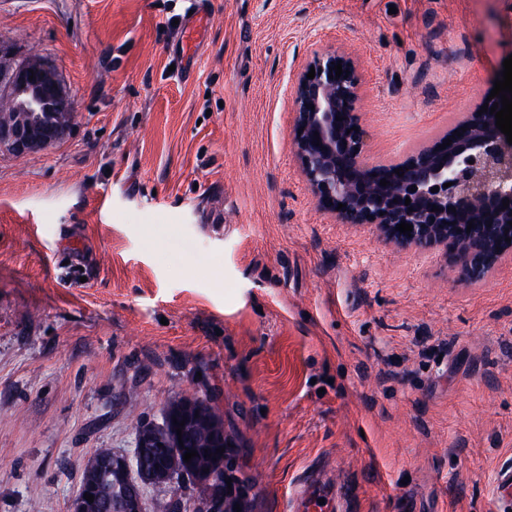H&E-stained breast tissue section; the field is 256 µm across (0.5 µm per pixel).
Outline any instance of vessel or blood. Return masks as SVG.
<instances>
[{"label": "vessel or blood", "mask_w": 512, "mask_h": 512, "mask_svg": "<svg viewBox=\"0 0 512 512\" xmlns=\"http://www.w3.org/2000/svg\"><path fill=\"white\" fill-rule=\"evenodd\" d=\"M184 19L186 32L204 29L208 13L205 0H189ZM494 506L497 512H512V463L501 465L496 472ZM350 496L348 485L317 468L306 473L288 498L289 512H346Z\"/></svg>", "instance_id": "obj_1"}]
</instances>
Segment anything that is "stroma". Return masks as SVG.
<instances>
[{
	"mask_svg": "<svg viewBox=\"0 0 512 512\" xmlns=\"http://www.w3.org/2000/svg\"><path fill=\"white\" fill-rule=\"evenodd\" d=\"M179 8L0 0V48L75 98L63 141L0 150V512H69L93 452L181 396L223 417L252 512L323 460L356 512H491L512 254L464 281L445 247L322 211L294 84L351 55L365 158L395 163L491 92L512 0H209L187 81Z\"/></svg>",
	"mask_w": 512,
	"mask_h": 512,
	"instance_id": "1",
	"label": "stroma"
}]
</instances>
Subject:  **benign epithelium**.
<instances>
[{"label": "benign epithelium", "mask_w": 512, "mask_h": 512, "mask_svg": "<svg viewBox=\"0 0 512 512\" xmlns=\"http://www.w3.org/2000/svg\"><path fill=\"white\" fill-rule=\"evenodd\" d=\"M349 74L335 76L334 65ZM315 77L307 78L310 69ZM18 112H40L51 101L60 112L72 111L63 104L70 98L49 63L21 65L0 77ZM361 78L352 58L338 51L315 54L298 79L295 89L296 122L294 150L301 171L320 209L336 215L342 224H375L385 239L397 246L433 247L449 251L452 267L478 280L493 270L512 249V145L496 128L495 116L478 114L481 106L493 107L501 98H482L452 129L428 146H422L390 165H369L363 159L365 130L358 103ZM315 109H309V106ZM343 120H336V116ZM460 131L461 135L454 134ZM320 145H315V141ZM451 142L444 149L439 145ZM56 139L23 138L20 133L0 130V148L23 153ZM401 174H395L396 169ZM389 184L380 185L381 180ZM451 183L445 188L443 184ZM439 191L433 193V187ZM410 205H405V199ZM509 200L503 207L502 201ZM344 204L338 208V204ZM438 210H432V206ZM455 211H450V208ZM406 222L411 235L396 231ZM215 446L223 454L197 456L196 468L179 475L209 483H223L238 453L225 434ZM162 498L149 502L142 491L126 499V512H159Z\"/></svg>", "instance_id": "benign-epithelium-1"}]
</instances>
